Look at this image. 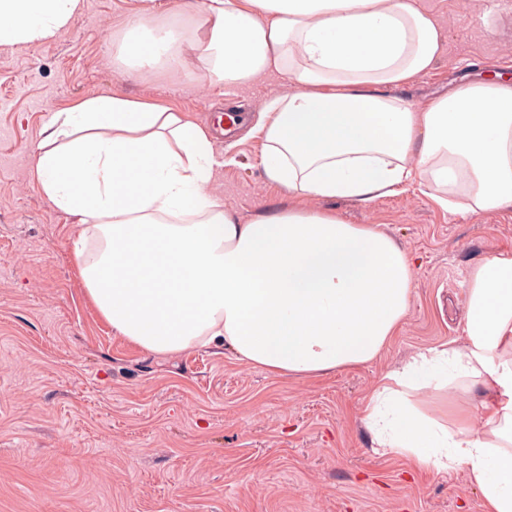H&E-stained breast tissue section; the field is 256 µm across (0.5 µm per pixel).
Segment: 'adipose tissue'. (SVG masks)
I'll return each instance as SVG.
<instances>
[{
  "instance_id": "adipose-tissue-1",
  "label": "adipose tissue",
  "mask_w": 512,
  "mask_h": 512,
  "mask_svg": "<svg viewBox=\"0 0 512 512\" xmlns=\"http://www.w3.org/2000/svg\"><path fill=\"white\" fill-rule=\"evenodd\" d=\"M82 0H0V44L37 45ZM444 33L414 0H141L112 39L140 79L184 66L231 88L268 71L293 90L257 125L260 165L288 205L242 223L205 191L212 133L180 112L99 95L56 113L35 171L75 241L93 303L119 337L159 357L201 345L282 376L375 360L405 320L412 260L372 225L303 198L358 204L426 181L461 215L512 208V76L450 82L419 106L400 91L441 59ZM461 344L385 374L363 408L378 452L464 468L485 512H512V255L471 268ZM473 380L482 425L443 422L413 391Z\"/></svg>"
}]
</instances>
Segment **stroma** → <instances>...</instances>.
Segmentation results:
<instances>
[{"label": "stroma", "mask_w": 512, "mask_h": 512, "mask_svg": "<svg viewBox=\"0 0 512 512\" xmlns=\"http://www.w3.org/2000/svg\"><path fill=\"white\" fill-rule=\"evenodd\" d=\"M446 34L439 64L405 94L422 104L475 63L512 73V0H419ZM138 0H83L72 24L40 45H0V512H484L465 469L414 468L374 453L363 408L378 380L411 356L463 338L466 280L512 254V209L465 217L409 185L361 206H334L376 226L412 256L407 317L372 362L316 378H279L231 350L170 358L117 337L92 304L73 243L76 217L53 207L35 174L51 117L102 93L140 98L199 125L227 101L247 125L214 146L208 194L243 222L287 200L259 164L260 112L291 90L270 74L225 89L204 65L150 79L112 66L109 34ZM430 410L467 408L479 391L422 392Z\"/></svg>", "instance_id": "stroma-1"}]
</instances>
